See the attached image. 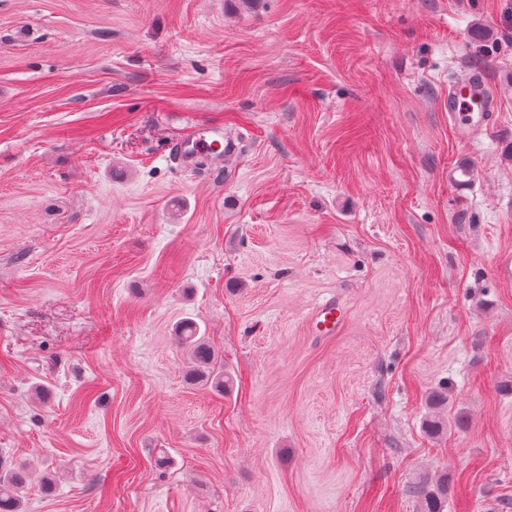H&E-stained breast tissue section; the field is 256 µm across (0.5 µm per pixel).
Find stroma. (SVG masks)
<instances>
[{
	"instance_id": "1",
	"label": "stroma",
	"mask_w": 512,
	"mask_h": 512,
	"mask_svg": "<svg viewBox=\"0 0 512 512\" xmlns=\"http://www.w3.org/2000/svg\"><path fill=\"white\" fill-rule=\"evenodd\" d=\"M474 74L497 106L462 139ZM210 123L236 156L174 163ZM508 252L512 0H0L25 512H419L441 479L443 512H512ZM187 319L228 391L191 377ZM343 321V306L334 299L316 308L311 315L312 326L322 335H333ZM448 486L441 480L436 485L422 483L412 486L409 494L418 499L420 512H440L439 504L441 497L447 494Z\"/></svg>"
}]
</instances>
